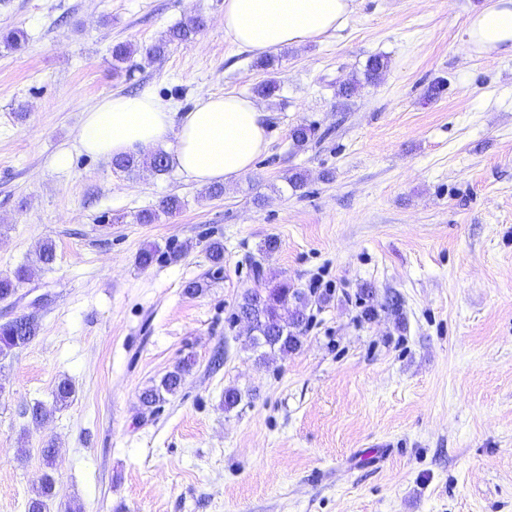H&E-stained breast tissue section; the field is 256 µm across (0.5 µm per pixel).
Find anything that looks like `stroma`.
Returning a JSON list of instances; mask_svg holds the SVG:
<instances>
[{"label": "stroma", "mask_w": 512, "mask_h": 512, "mask_svg": "<svg viewBox=\"0 0 512 512\" xmlns=\"http://www.w3.org/2000/svg\"><path fill=\"white\" fill-rule=\"evenodd\" d=\"M489 3L354 0L343 30L276 50L268 150L211 199L173 170L116 171L77 136L115 93L180 112L203 92L253 97L267 73L225 35L224 0H0V31L28 34L0 48V275L32 268L0 324H38L0 357V512H27L48 471L46 512H512V55L462 42ZM197 15L189 44L113 70L115 44L143 49ZM377 56L380 80L337 97ZM302 123L317 137L299 150ZM169 196L180 212L137 222ZM169 243L179 258L139 266ZM260 269L327 282L301 348L261 364L234 317ZM191 281L204 291L185 294ZM187 356L178 393L143 407ZM63 379L74 394L58 409ZM38 401L53 411L41 423Z\"/></svg>", "instance_id": "1"}]
</instances>
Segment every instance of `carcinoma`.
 Instances as JSON below:
<instances>
[{
    "label": "carcinoma",
    "instance_id": "1",
    "mask_svg": "<svg viewBox=\"0 0 512 512\" xmlns=\"http://www.w3.org/2000/svg\"><path fill=\"white\" fill-rule=\"evenodd\" d=\"M203 25L200 18H191L186 22L171 27L167 33L154 44L144 48V53L151 57L165 54L172 44H187L191 42L197 30ZM27 41V33L20 28L9 29L0 35V43L7 49H16ZM139 48L131 43H118L112 49V67L115 70L132 59ZM259 66L268 71L269 77L257 88L262 96H271L278 89L275 59L266 57ZM388 68V60L375 57L366 65L364 80L350 79L338 85L336 96L350 98L358 93L362 82L374 83L380 79ZM316 136V128L311 124H300L291 131V140L295 148L305 147ZM115 169L132 175L143 168H148L156 174L169 171L168 155L161 151L150 154H129L112 160ZM182 207V202L176 196L163 199L158 208L143 210L136 219L141 224H151L160 215H173ZM30 276L29 268L20 266L12 274L0 276V300L12 297L19 284ZM309 304L307 294L300 288H295L281 280L271 288H252L246 290L237 305V317L247 318L252 324L250 345L254 349L267 347L278 350L283 354L293 353L302 346V337L307 330L309 316L306 310ZM38 332V325L27 318L19 324L10 321L0 325V356H7L13 351L31 343ZM188 363L177 365L174 370L162 377L160 383L144 389L140 394L143 406L151 408L165 401V396L175 394L183 380ZM55 481L52 475L46 473L41 478L39 486L28 500L27 512H45L46 501L53 496Z\"/></svg>",
    "mask_w": 512,
    "mask_h": 512
}]
</instances>
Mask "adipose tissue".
<instances>
[{"label":"adipose tissue","instance_id":"ef3b65f1","mask_svg":"<svg viewBox=\"0 0 512 512\" xmlns=\"http://www.w3.org/2000/svg\"><path fill=\"white\" fill-rule=\"evenodd\" d=\"M352 6L353 0H224V32L239 46L267 52L341 30ZM463 36L476 51L512 54V0H495ZM265 117L255 100L232 92L203 93L185 112L148 91L113 94L85 110L78 141L83 152L104 159L161 148L186 181L227 183L266 151Z\"/></svg>","mask_w":512,"mask_h":512}]
</instances>
